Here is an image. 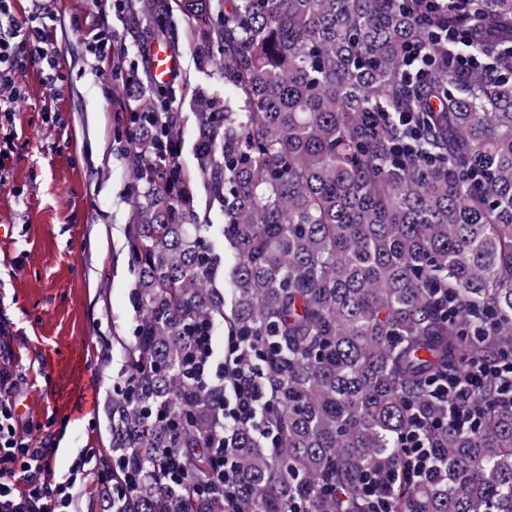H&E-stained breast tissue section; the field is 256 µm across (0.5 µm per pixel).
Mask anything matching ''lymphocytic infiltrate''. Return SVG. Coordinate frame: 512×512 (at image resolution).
Returning a JSON list of instances; mask_svg holds the SVG:
<instances>
[{
  "label": "lymphocytic infiltrate",
  "mask_w": 512,
  "mask_h": 512,
  "mask_svg": "<svg viewBox=\"0 0 512 512\" xmlns=\"http://www.w3.org/2000/svg\"><path fill=\"white\" fill-rule=\"evenodd\" d=\"M14 0H0V125L11 122L13 108L23 94L18 74L38 67L46 75L53 96H61L59 72L61 49L49 23L51 12L46 0H34V8L24 25L13 22ZM208 365L204 377L224 383V438L232 440L242 428L257 438L273 441L266 418L269 400L260 356L251 337L231 336L218 345L215 336L203 339ZM497 380L495 402L512 408V364L469 365L463 376H452L437 383L432 395L450 401L455 426L471 430L478 424L476 398L489 380ZM10 376L0 371V512H77V489L87 486L97 467L90 451L75 457L65 476H56L49 442H33L21 436L16 427V404L8 387Z\"/></svg>",
  "instance_id": "1"
}]
</instances>
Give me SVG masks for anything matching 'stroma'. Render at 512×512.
Listing matches in <instances>:
<instances>
[{
  "label": "stroma",
  "mask_w": 512,
  "mask_h": 512,
  "mask_svg": "<svg viewBox=\"0 0 512 512\" xmlns=\"http://www.w3.org/2000/svg\"><path fill=\"white\" fill-rule=\"evenodd\" d=\"M68 87L55 100L37 67L19 76L14 158L0 185V370L9 372L21 435L91 449L105 460L106 404L135 340V277L123 245L130 218L128 142L117 130L128 108L126 82L146 80L143 38L132 32L126 0H51ZM110 23L115 49L96 62L88 28ZM183 50L173 111L188 114L197 90L232 99L214 66L199 65L180 15L169 19ZM96 406L82 413L87 396Z\"/></svg>",
  "instance_id": "stroma-1"
}]
</instances>
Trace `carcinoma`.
<instances>
[{"mask_svg":"<svg viewBox=\"0 0 512 512\" xmlns=\"http://www.w3.org/2000/svg\"><path fill=\"white\" fill-rule=\"evenodd\" d=\"M243 103L192 98L193 165L165 86L126 89L128 264L136 339L109 400L118 512H225L200 494L224 441V383L187 361L205 328L253 336L276 446L234 436L239 512H369L366 471L397 473L394 512H512V410L485 389L479 427L448 425L431 383L512 353V0H137L172 9ZM221 25L214 27V14ZM435 61L419 85L405 46ZM464 47L479 68L450 62ZM418 113L426 164L398 146ZM224 215L231 305L196 177ZM440 459L420 480L399 438L413 414Z\"/></svg>","mask_w":512,"mask_h":512,"instance_id":"carcinoma-1","label":"carcinoma"}]
</instances>
